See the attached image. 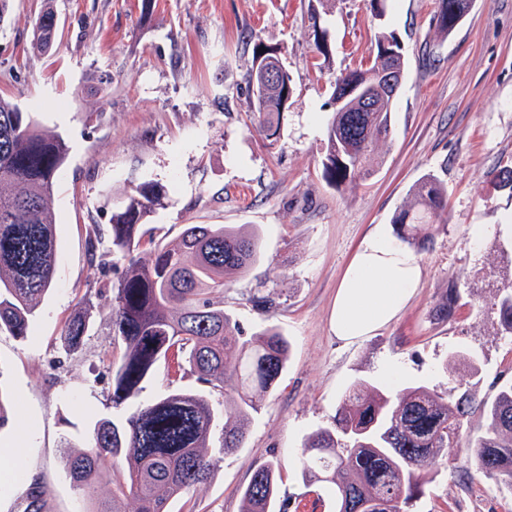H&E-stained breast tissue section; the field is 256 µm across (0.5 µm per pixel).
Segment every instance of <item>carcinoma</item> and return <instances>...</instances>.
I'll list each match as a JSON object with an SVG mask.
<instances>
[{
	"label": "carcinoma",
	"mask_w": 512,
	"mask_h": 512,
	"mask_svg": "<svg viewBox=\"0 0 512 512\" xmlns=\"http://www.w3.org/2000/svg\"><path fill=\"white\" fill-rule=\"evenodd\" d=\"M471 0H440L437 34L446 39L466 15ZM56 31L35 27L31 49L51 48ZM399 47L393 35L375 39L371 64L336 81L374 89L394 65L388 55ZM397 98L383 90L371 108L358 95L336 107L327 127L326 178L335 186L369 172L375 145L387 139ZM266 138L276 137L286 107L282 93L252 98ZM69 147L65 139L34 123L28 113L0 98V331L24 340L29 320L55 278L56 213L53 192ZM412 205L394 218L398 238L408 244L430 241L444 223L443 189L432 177L413 189ZM163 187L144 183L127 193L112 212V246L126 260L112 289L109 320L124 350L112 374V404L135 397L157 363L172 348L185 354L189 372L210 390L234 393L219 408L200 392H165L138 404L121 422L101 419L90 445L67 456L73 487L88 496L118 464L112 480V505L93 512H169L170 503L204 485L218 457L243 447L245 430L288 359V340L274 326L260 324L244 335L224 311V288L245 274L260 254V239L224 224H188L174 240L142 246L137 228L162 205ZM457 299L448 291L434 315L452 318ZM499 323L512 335V292L497 302ZM90 330L79 311L61 336L66 353L82 348ZM471 385L458 396L424 385L390 392L358 380L345 390L332 425L310 433L301 448L304 484H318L333 500L335 512H405L421 486V471L433 467L448 449L461 443L464 420L478 404L484 418L481 435L467 440L477 470L512 491V382L493 399L476 401ZM220 432V446L213 436ZM271 462L257 468L240 495L239 512H279L276 471ZM25 512H49L47 491H25Z\"/></svg>",
	"instance_id": "obj_1"
}]
</instances>
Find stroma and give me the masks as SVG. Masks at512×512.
<instances>
[{
  "label": "stroma",
  "mask_w": 512,
  "mask_h": 512,
  "mask_svg": "<svg viewBox=\"0 0 512 512\" xmlns=\"http://www.w3.org/2000/svg\"><path fill=\"white\" fill-rule=\"evenodd\" d=\"M53 0L52 47L32 53L43 0H12L0 23V95L62 135L69 155L54 188L57 271L30 321L28 337L0 332V391L8 421L0 447L27 444L22 475L0 482V512H23L37 482L51 512H80L83 495L66 472L68 446L83 447L94 424L121 420L113 407L114 345L108 306L124 259L107 226L120 198L145 182L162 185V206L139 228L165 243L188 224L258 229L261 257L224 290V308L246 331L276 326L290 356L276 387L246 429L243 448L219 461L210 481L172 512H239L252 471L277 461L281 512H332L330 498L305 486L299 452L313 430L330 426L356 380L389 388H453L449 351L464 355L480 397L512 381V335L495 306L512 291V238L476 237V226L512 222V191L496 176L512 168V0H472L448 38L435 30L439 0ZM402 46L406 74L391 133L368 175L336 187L323 175L334 83L367 65L374 38ZM276 49L293 94L276 140L250 108L247 73L256 44ZM426 176L446 193L444 224L414 254L422 267L415 297L388 326L346 345L330 317L352 254L374 225L392 228ZM454 291L457 310L433 308ZM270 296L269 313L250 299ZM88 311L82 351L66 355L69 317ZM184 358L170 351L138 395L197 388ZM409 512H512V494L467 462L466 445L424 473Z\"/></svg>",
  "instance_id": "stroma-1"
}]
</instances>
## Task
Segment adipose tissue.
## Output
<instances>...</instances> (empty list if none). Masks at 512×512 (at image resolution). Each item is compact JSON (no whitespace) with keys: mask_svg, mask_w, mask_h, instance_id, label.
Wrapping results in <instances>:
<instances>
[{"mask_svg":"<svg viewBox=\"0 0 512 512\" xmlns=\"http://www.w3.org/2000/svg\"><path fill=\"white\" fill-rule=\"evenodd\" d=\"M422 268L384 226H376L357 247L336 289L331 329L351 343L380 330L414 297Z\"/></svg>","mask_w":512,"mask_h":512,"instance_id":"adipose-tissue-1","label":"adipose tissue"}]
</instances>
